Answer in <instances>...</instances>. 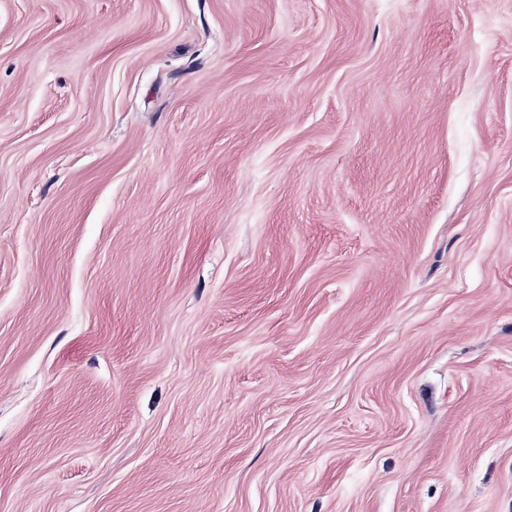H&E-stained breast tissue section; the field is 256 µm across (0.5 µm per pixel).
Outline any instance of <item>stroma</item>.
Returning <instances> with one entry per match:
<instances>
[{"label":"stroma","instance_id":"stroma-1","mask_svg":"<svg viewBox=\"0 0 512 512\" xmlns=\"http://www.w3.org/2000/svg\"><path fill=\"white\" fill-rule=\"evenodd\" d=\"M0 512H512V0H0Z\"/></svg>","mask_w":512,"mask_h":512}]
</instances>
